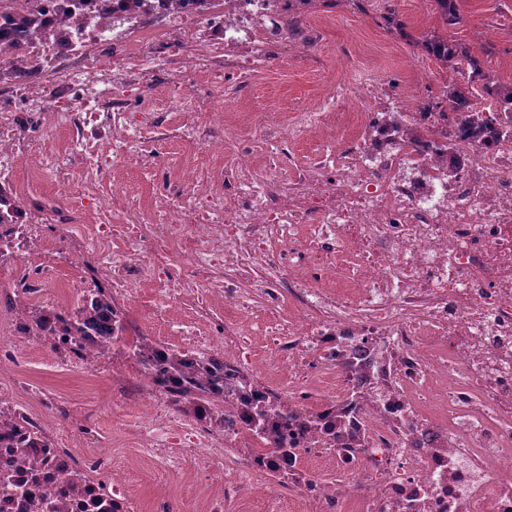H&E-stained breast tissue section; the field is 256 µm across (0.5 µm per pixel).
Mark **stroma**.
<instances>
[{
    "label": "stroma",
    "instance_id": "1",
    "mask_svg": "<svg viewBox=\"0 0 512 512\" xmlns=\"http://www.w3.org/2000/svg\"><path fill=\"white\" fill-rule=\"evenodd\" d=\"M462 17L458 25L442 24L433 0H374L368 9L336 4V21L324 26L314 50L304 58L264 66L253 74L243 104L290 114L317 103L327 85L345 87L338 109L361 111L357 84L369 76L393 82L404 94L436 102L457 76L440 68L424 48L425 39L439 35L467 44L485 57L491 76L512 77V0H456ZM132 332L176 346L186 333L201 330L220 334L237 312L226 302L209 308L198 303L167 309L154 288H145L135 302L122 308ZM22 373L33 384L78 404L91 416L88 425L63 422L60 432L77 442L93 444L97 436L112 438L113 464L145 508L165 497L173 512H202V499L211 485L208 472L149 459L125 435L128 420L140 415L138 406L113 403L107 381L66 371L55 365L46 348L32 343L25 354Z\"/></svg>",
    "mask_w": 512,
    "mask_h": 512
}]
</instances>
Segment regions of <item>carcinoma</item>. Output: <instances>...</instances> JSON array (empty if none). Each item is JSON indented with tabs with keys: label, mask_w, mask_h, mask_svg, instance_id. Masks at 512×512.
Returning a JSON list of instances; mask_svg holds the SVG:
<instances>
[{
	"label": "carcinoma",
	"mask_w": 512,
	"mask_h": 512,
	"mask_svg": "<svg viewBox=\"0 0 512 512\" xmlns=\"http://www.w3.org/2000/svg\"><path fill=\"white\" fill-rule=\"evenodd\" d=\"M92 2L94 0H65V4L60 7L64 14V24H69L73 12H88ZM434 2L445 25L452 26L460 22L455 0ZM48 22L49 19L34 4L8 3L0 10V46L5 42L16 46L22 37ZM423 46L437 62L465 76V85H451L447 94L449 107L461 113L462 129L473 134L487 133L491 139L497 137L499 130L496 118L475 108L469 94L479 86L488 97L508 107L512 105V83L490 77L481 58L466 45L434 36L425 40ZM23 210L22 201L10 185L0 183V225L16 223ZM28 314L32 326L48 335L65 334L86 338L95 334L102 338L100 346L107 350L126 343L123 312L102 292L84 296L72 310L38 307L28 311ZM132 347L140 351L147 362L159 367L158 380L181 393L189 410L196 412L200 403L223 396L224 362L212 357H195L146 336L133 339Z\"/></svg>",
	"instance_id": "cac0c4a2"
}]
</instances>
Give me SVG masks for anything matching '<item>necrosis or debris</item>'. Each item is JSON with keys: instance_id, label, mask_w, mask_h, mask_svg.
Segmentation results:
<instances>
[{"instance_id": "4bbe7bcc", "label": "necrosis or debris", "mask_w": 512, "mask_h": 512, "mask_svg": "<svg viewBox=\"0 0 512 512\" xmlns=\"http://www.w3.org/2000/svg\"><path fill=\"white\" fill-rule=\"evenodd\" d=\"M312 0H146L61 28L46 25L18 54L0 56V179L26 169L27 199L54 234L0 227V296L14 304L0 344V468L18 449L17 480L44 489L79 477L61 512H142L110 461L90 456L52 421L82 414L18 370L32 339V301H53L58 271L73 290L99 288L128 303L154 286L179 303L205 293L253 314L256 297L287 296L267 311L276 363L247 357L243 328L197 333L185 350L224 361V399L185 414L151 371L105 366L71 336L43 342L57 364L109 378L115 399L143 416L129 434L162 462L197 459L216 471L206 512H228L248 492L267 512H512V137L462 131L456 112L403 98L400 125L385 110L389 83L363 81L353 134H336L329 89L317 106L282 119L223 111L251 75L305 54L318 40ZM181 55L194 84L172 74ZM37 65L40 83L21 81ZM198 142L208 165L169 160L147 207L116 179L150 169L159 129ZM64 131L67 145L54 135ZM307 136L317 161L262 165L266 148ZM188 266L169 275L171 261ZM273 411L255 425L257 407Z\"/></svg>"}]
</instances>
